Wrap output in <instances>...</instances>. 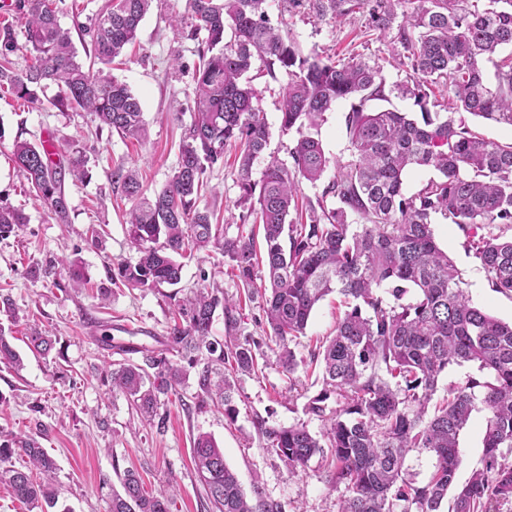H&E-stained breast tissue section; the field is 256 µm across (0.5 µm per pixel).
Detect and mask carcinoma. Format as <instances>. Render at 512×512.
<instances>
[{
	"label": "carcinoma",
	"mask_w": 512,
	"mask_h": 512,
	"mask_svg": "<svg viewBox=\"0 0 512 512\" xmlns=\"http://www.w3.org/2000/svg\"><path fill=\"white\" fill-rule=\"evenodd\" d=\"M64 0H16L20 28L0 26V91L31 104L37 90L57 88L51 104L59 111L81 110L122 138L146 136L140 99L111 73V65L137 36L154 0H107L90 27L91 62L76 60L71 31L58 15ZM187 37L198 42L193 77L196 104L179 145L177 166L159 191L144 194L135 171L112 173L132 201L127 234L136 263L120 267L123 281L137 288L175 286L183 265L175 256L219 247L242 287L261 286L269 338L278 347L282 369L298 366L290 347L304 335L316 305L329 293L344 310L334 334L310 356L322 368L323 389L310 399L308 413L325 422L321 436L306 425H257L263 447L294 469L314 456L331 458L329 482L344 486L338 512H496L512 501V323L473 306L452 259L435 241L432 224L442 219L467 237L493 291L512 294V237L480 234L495 226L512 229V142L485 139L448 111L456 109L512 127V0H285L306 6L319 19L345 16L367 6L373 28L397 29L394 54L406 79L387 85L383 66L362 58L336 60L303 54L288 25L271 23L268 0H187ZM408 11L397 13L403 3ZM22 53L26 65L13 55ZM267 74L288 75L280 100V129L295 133L292 165L265 155L269 127L257 105L250 76L254 59ZM494 66L489 83L485 64ZM414 100L413 115L389 108L367 110L368 102L392 94ZM340 100L350 158L336 162V174L317 205L299 209L302 181L315 183L328 168L318 137L324 114ZM238 156L239 220L249 232L230 236L212 223L214 211L201 204L206 173L229 152ZM45 143L16 139L13 158L36 196L68 217L66 175L88 178L86 161L73 150L54 161ZM264 160L261 179L253 168ZM431 167L437 177L408 196L405 174ZM337 203L327 206V199ZM296 218H290L291 214ZM25 215L0 206V237L16 233ZM238 303L217 288H199L183 300L181 322L161 341L163 349L119 345L140 353L139 362L112 370V390L123 394L151 422L160 397L178 386L200 354L210 355L199 373L201 394L230 402L231 384L211 379L212 365L251 373L258 369L250 341L237 339ZM222 308L225 340H211L214 315ZM56 340L39 331L27 337L34 353L47 355ZM0 363L20 357L0 334ZM477 365L480 376L448 385L432 403L440 376L452 366ZM336 396L339 407L327 410ZM486 411L481 467L463 483L459 435L478 410ZM18 447L0 446L29 467L0 474L19 501L33 506L58 501L57 466L33 438ZM412 451L435 459L427 479L406 478ZM193 463L210 512H282L256 492L247 499L223 451L207 435L197 437ZM123 493L112 495L110 512H171L173 495L150 494L140 476L127 469Z\"/></svg>",
	"instance_id": "obj_1"
}]
</instances>
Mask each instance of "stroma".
Returning a JSON list of instances; mask_svg holds the SVG:
<instances>
[{
  "label": "stroma",
  "instance_id": "1",
  "mask_svg": "<svg viewBox=\"0 0 512 512\" xmlns=\"http://www.w3.org/2000/svg\"><path fill=\"white\" fill-rule=\"evenodd\" d=\"M186 12V0H158L143 19L135 43L126 46L121 63L113 68L141 100L148 124L144 141L111 133L90 113L59 111L51 104L57 92L53 85L40 91L35 104L0 97V205L21 209L27 216L24 229L0 238V290L11 295L16 307L15 319L0 314V333L23 359L19 369L0 364V441L12 436L38 440L58 466V505L70 512H110L112 496L121 492L128 468L138 471L147 491L173 492L172 512H205L192 460L193 442L202 434L223 450L245 494L261 490L265 499L281 504L283 512H337L341 493L328 481V463L316 456L307 467L291 470L263 447L257 432L263 420L276 427L303 423L313 434L322 433L323 422L307 411L322 381L305 361L336 326L337 294L317 305L304 336L294 343L302 363L293 375L282 372L272 342L263 348L258 373L231 375L233 415H226L224 405L198 402L195 367L179 386L178 397L162 400L160 426L147 424L124 395L112 390L110 373L126 357L101 343V334L159 348L179 300L197 288H218L226 297L242 299L241 338L265 336L261 298L244 300V290L220 249L184 258L181 282L174 287L153 290L112 283L120 264L137 260L124 222L130 203L112 173L136 169L146 193L160 190L172 175L180 141L196 110L191 87L198 44L169 24L170 18ZM268 13L275 22L287 17L290 35L303 53L379 59L386 63L388 82L405 78L402 69L387 63L393 33L370 27L367 10L319 19L303 8L283 12L281 0H270ZM175 55L183 62L182 71L169 68ZM287 81L280 72L254 82L269 126L268 149L284 161L293 145L292 136L280 131L279 90ZM349 109V102L340 101L326 113L320 139L331 165L322 181L302 183L304 199H320L326 180L336 172L335 162L348 159L344 117ZM19 136L33 142L50 139L61 149L73 144L83 152L89 177L65 182L67 222L56 220L50 205L17 173L12 150ZM207 178L217 191L212 207L225 221L228 235H236L232 219L240 209L233 156L208 170ZM433 230L439 246L461 270L472 305L512 321V297L489 288L479 261L465 247L464 233L443 221ZM53 258L59 264L51 274L33 275L34 266ZM71 261L86 276V284L74 283L67 268ZM102 288L112 291L108 301L98 296ZM34 328L49 330L57 338L48 357L33 355L25 344Z\"/></svg>",
  "mask_w": 512,
  "mask_h": 512
}]
</instances>
